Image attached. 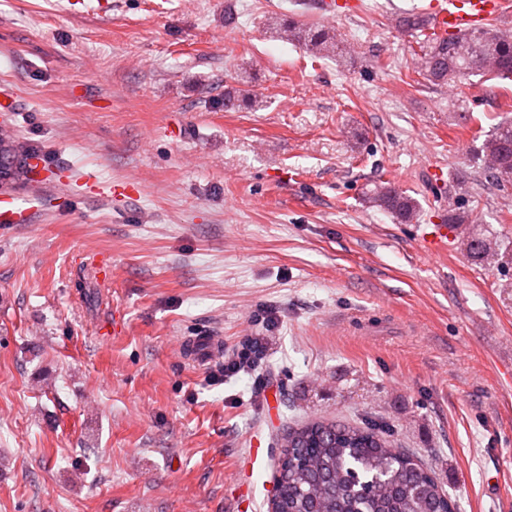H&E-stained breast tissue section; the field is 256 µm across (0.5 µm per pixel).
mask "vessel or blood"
<instances>
[{
  "label": "vessel or blood",
  "instance_id": "b4317fda",
  "mask_svg": "<svg viewBox=\"0 0 512 512\" xmlns=\"http://www.w3.org/2000/svg\"><path fill=\"white\" fill-rule=\"evenodd\" d=\"M512 9V0H426L423 13L430 32L444 38L462 32L486 29L495 19ZM31 214L19 205L17 197L0 194V223L22 224ZM190 359L204 365L217 352L214 337L200 336L188 344Z\"/></svg>",
  "mask_w": 512,
  "mask_h": 512
}]
</instances>
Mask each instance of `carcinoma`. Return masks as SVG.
<instances>
[{"instance_id":"carcinoma-1","label":"carcinoma","mask_w":512,"mask_h":512,"mask_svg":"<svg viewBox=\"0 0 512 512\" xmlns=\"http://www.w3.org/2000/svg\"><path fill=\"white\" fill-rule=\"evenodd\" d=\"M275 33L306 49L314 58L343 57L345 51L328 28L304 25L292 18L272 22ZM402 29L420 37L416 72L424 79L452 87L465 102L462 78L471 75L512 80V33L486 29L445 39L422 37L420 16L401 19ZM482 169L502 187L512 181V122L500 123L487 135L480 156ZM465 179L448 187V223L464 228L461 253L472 264L496 269L512 288V245L469 228L473 224ZM364 202L402 224L412 222L418 201L381 181L366 189ZM275 462V493L270 512H457L452 497L420 459L396 448L384 432L356 423L308 420L285 430Z\"/></svg>"}]
</instances>
